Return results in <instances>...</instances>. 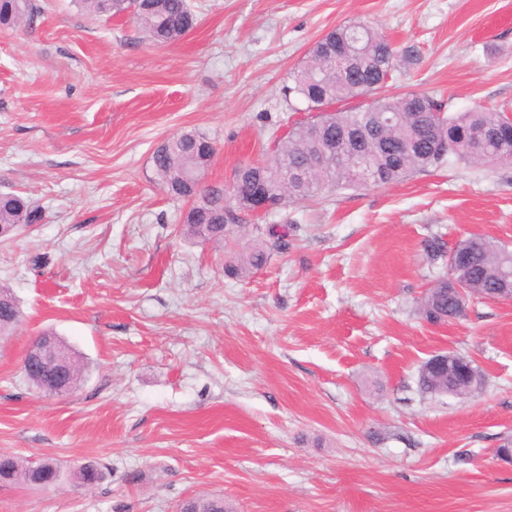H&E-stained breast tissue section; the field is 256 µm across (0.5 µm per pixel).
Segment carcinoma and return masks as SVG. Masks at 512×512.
<instances>
[{"mask_svg": "<svg viewBox=\"0 0 512 512\" xmlns=\"http://www.w3.org/2000/svg\"><path fill=\"white\" fill-rule=\"evenodd\" d=\"M81 9L93 16L129 15L142 25L157 42L178 40L196 24V16L187 0H76ZM39 8L34 0H9L0 10V25L11 27L31 22ZM348 42L358 52V74L355 77L336 74L333 61L315 53L303 66L290 73L292 86L288 92L305 102V111L317 106L322 114L312 121L296 123L287 136L278 142L275 156L268 163H245L243 168L252 178L241 190L252 194L261 191L276 201L287 203L306 200L325 191L342 188H366L388 185L403 180L409 173L438 166L453 154L461 160L485 164L512 165V124L506 109L481 108L447 115L444 106L432 100L434 113L410 111L415 92H405L379 99L380 111L368 112L358 105L330 111L336 102H345L364 95L378 94L386 87L393 66L385 62L388 43L378 39L371 27L342 24L327 32L316 45L330 41ZM497 129L501 136L487 143L476 141L477 131ZM362 135L358 152L366 177L356 179V171L348 164H316L317 156L328 141L336 143L338 154L347 155L353 145L350 134ZM215 153L213 142L194 130L184 131L160 145L152 156L155 182L167 194L189 204L188 218L183 220V234L193 240L207 243L232 242L243 235L255 238L250 252L238 257L228 267L234 276H245L263 267L269 250L288 246L292 224H247L239 214H224V186L210 185L203 191L189 185L187 177L201 175L208 168ZM43 220L41 207L15 195L0 196V238H8L23 226ZM470 251L468 261L448 277L437 278L421 298L419 311L430 324L437 325L465 315L466 301L462 300L452 280H464L467 295L491 294L499 288H511L512 280L504 275L512 270V250L480 236L464 239ZM428 259L448 264L451 251L438 236L425 240ZM22 322L17 301L11 289L0 286V336H9ZM83 367L79 355L69 350V366L63 380L69 391L79 386ZM419 391L435 395L448 387V373L435 372L421 365L418 371ZM11 475L14 483L36 486L38 480L59 483L65 479L88 488L100 484L105 471L95 463L81 465L76 470L64 471L57 463L24 462L21 458L0 455V477ZM184 512H225L224 499L192 498L180 505Z\"/></svg>", "mask_w": 512, "mask_h": 512, "instance_id": "1", "label": "carcinoma"}]
</instances>
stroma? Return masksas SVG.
<instances>
[{"instance_id":"35a3bbf8","label":"stroma","mask_w":512,"mask_h":512,"mask_svg":"<svg viewBox=\"0 0 512 512\" xmlns=\"http://www.w3.org/2000/svg\"><path fill=\"white\" fill-rule=\"evenodd\" d=\"M0 30V193L41 206L0 243V285L25 320L0 339V453L92 488L0 487V512H177L223 497L234 512H512V302L470 300L433 325L419 312L445 267L425 239L478 233L512 248V165L456 157L382 187L288 203V247L246 277L239 245L184 237L185 202L152 156L186 130L216 153L206 183L307 120L285 91L313 44L367 23L395 49L396 95L447 113L512 107V0H190L171 43L76 0H38ZM50 329L81 357L72 393L48 396L20 361ZM485 376L466 396L424 395L438 352ZM76 470L65 472L57 463L44 461L39 463L24 462L20 457L0 455V477L6 474L12 475L13 484H21L29 487L40 488L36 480H51L57 483L69 478L70 481L85 488L100 484L106 477L105 471L95 463L80 465Z\"/></svg>"}]
</instances>
